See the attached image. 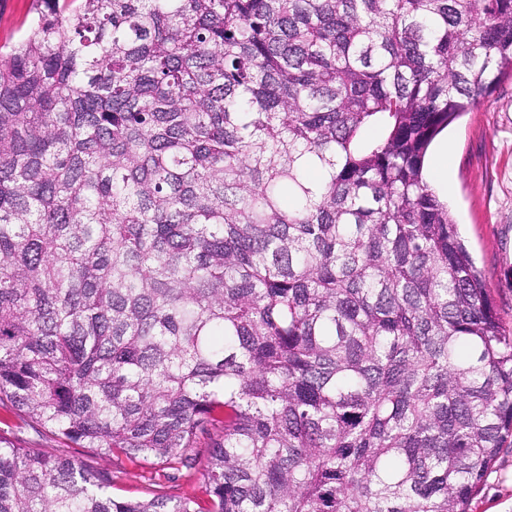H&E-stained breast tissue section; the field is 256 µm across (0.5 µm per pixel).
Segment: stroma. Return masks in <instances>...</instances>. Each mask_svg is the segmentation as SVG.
<instances>
[{
	"instance_id": "35a3bbf8",
	"label": "stroma",
	"mask_w": 512,
	"mask_h": 512,
	"mask_svg": "<svg viewBox=\"0 0 512 512\" xmlns=\"http://www.w3.org/2000/svg\"><path fill=\"white\" fill-rule=\"evenodd\" d=\"M32 16V0H0V47L15 43ZM451 155L445 200L504 323L512 326V79H505L441 135ZM115 496L201 491L200 474L109 460ZM471 512H512V441H506L471 502Z\"/></svg>"
}]
</instances>
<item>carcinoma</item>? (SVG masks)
Here are the masks:
<instances>
[{"instance_id": "obj_1", "label": "carcinoma", "mask_w": 512, "mask_h": 512, "mask_svg": "<svg viewBox=\"0 0 512 512\" xmlns=\"http://www.w3.org/2000/svg\"><path fill=\"white\" fill-rule=\"evenodd\" d=\"M512 0H36L0 48V512H470L504 326L428 149ZM215 438L200 461L198 434ZM98 464L112 469L115 483L112 487L114 496L142 499L154 492L181 493L195 491L200 497L206 498L204 488L197 470L180 468L179 470L164 467L142 465L125 457L112 458Z\"/></svg>"}]
</instances>
